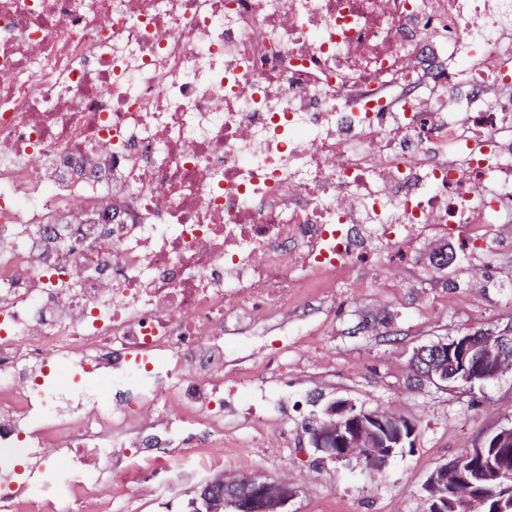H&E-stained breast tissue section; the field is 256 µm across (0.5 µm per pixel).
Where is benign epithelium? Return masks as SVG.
I'll return each instance as SVG.
<instances>
[{
  "label": "benign epithelium",
  "mask_w": 512,
  "mask_h": 512,
  "mask_svg": "<svg viewBox=\"0 0 512 512\" xmlns=\"http://www.w3.org/2000/svg\"><path fill=\"white\" fill-rule=\"evenodd\" d=\"M426 259L434 268L445 270L453 255L445 249H433ZM411 365L417 377L440 389L461 381L470 389L498 379L512 371V326L490 338L481 331L467 333L450 340L433 341L416 347ZM326 418L308 429L309 446L324 459L343 461L353 449H365L377 469H384L400 448L414 444L417 429L394 416L357 407L348 399H338L325 410ZM469 452L439 464L428 476L424 491L432 504L431 512H445L448 500V477L466 475L472 485L487 481L481 474H471ZM494 483L500 493V512H512V477L494 472ZM296 492L288 484L253 474L244 480H228L218 474L197 485L188 502L190 512H288V503Z\"/></svg>",
  "instance_id": "7a95c632"
}]
</instances>
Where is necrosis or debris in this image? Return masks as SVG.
Masks as SVG:
<instances>
[{
	"mask_svg": "<svg viewBox=\"0 0 512 512\" xmlns=\"http://www.w3.org/2000/svg\"><path fill=\"white\" fill-rule=\"evenodd\" d=\"M451 232L512 240V0H0V512H106L185 420L279 453L225 340Z\"/></svg>",
	"mask_w": 512,
	"mask_h": 512,
	"instance_id": "obj_1",
	"label": "necrosis or debris"
}]
</instances>
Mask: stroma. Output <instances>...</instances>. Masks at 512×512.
<instances>
[{"mask_svg":"<svg viewBox=\"0 0 512 512\" xmlns=\"http://www.w3.org/2000/svg\"><path fill=\"white\" fill-rule=\"evenodd\" d=\"M439 247L455 257L443 271L424 259ZM483 251L477 263L458 235L429 237L415 250L404 281L356 277L338 285L333 303L315 305L288 329V353L278 362V390L288 397L284 452L269 457L250 450L225 458L216 470L171 454L166 472L147 490L129 487L112 512H188L195 487L217 471L288 483L296 492L288 512H426L422 486L435 467L512 422V374L480 391L463 384L442 390L418 383L410 367L416 346L512 325V249L488 242ZM339 399L414 422V448L380 472L355 459H321L305 428Z\"/></svg>","mask_w":512,"mask_h":512,"instance_id":"1","label":"stroma"}]
</instances>
